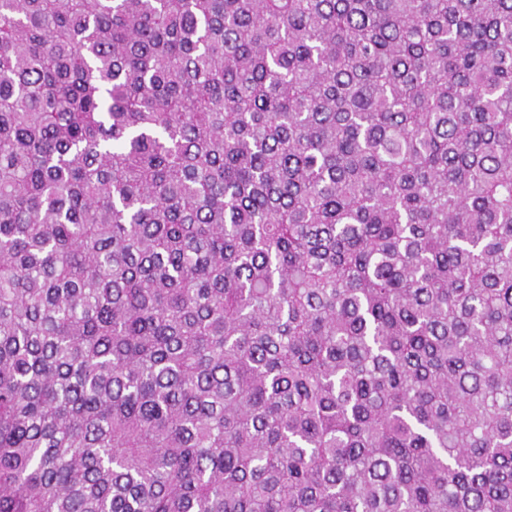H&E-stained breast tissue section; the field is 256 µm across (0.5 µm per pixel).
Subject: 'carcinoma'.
I'll return each mask as SVG.
<instances>
[{
  "label": "carcinoma",
  "mask_w": 512,
  "mask_h": 512,
  "mask_svg": "<svg viewBox=\"0 0 512 512\" xmlns=\"http://www.w3.org/2000/svg\"><path fill=\"white\" fill-rule=\"evenodd\" d=\"M0 512H512V0H0Z\"/></svg>",
  "instance_id": "obj_1"
}]
</instances>
